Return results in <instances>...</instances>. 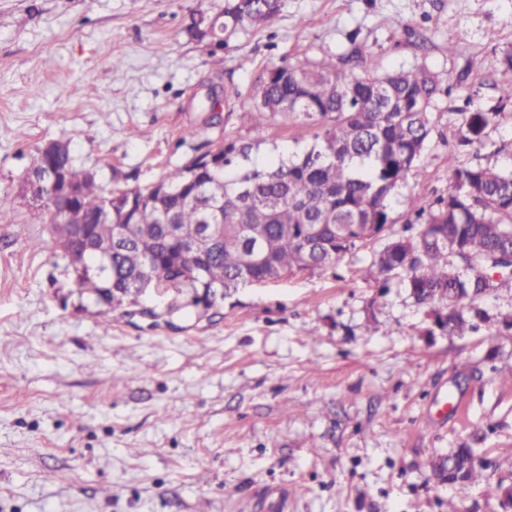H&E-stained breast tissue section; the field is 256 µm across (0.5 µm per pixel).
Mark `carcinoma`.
Returning <instances> with one entry per match:
<instances>
[{
    "instance_id": "1",
    "label": "carcinoma",
    "mask_w": 512,
    "mask_h": 512,
    "mask_svg": "<svg viewBox=\"0 0 512 512\" xmlns=\"http://www.w3.org/2000/svg\"><path fill=\"white\" fill-rule=\"evenodd\" d=\"M280 11L279 0H224L216 14L190 16L187 31L223 25L224 40L248 24L265 28ZM499 103L512 104V52L503 55L496 80ZM437 77L424 69L378 74L364 57L285 60L269 70L254 98V131L276 122L317 126L310 146L288 158H271L244 170L252 144L237 140L168 171L158 187L126 188L102 216L106 194L97 177L65 154L37 161L36 177L65 169L78 190L70 212L41 210L44 223L89 225L90 241L65 248L72 267L99 264L95 245H112V264L103 272L75 275L79 290L95 296L104 327L124 304V283L151 272L160 288H197L184 247L200 240L202 225H224V240L207 250L204 277L223 288L261 284L306 270H320L378 237L370 277L387 283L402 277L416 304L430 308L432 324L464 336L490 317L478 301L499 288H512V171L481 162L492 145L489 131L502 118L483 110L471 96L457 113L454 148L474 160L448 168V192L429 206L413 207L402 231L393 224L390 201L402 189L435 129L432 102ZM129 234L117 236L118 225ZM502 273L497 281L493 272ZM450 482L479 484L486 464L474 448H451L432 464Z\"/></svg>"
}]
</instances>
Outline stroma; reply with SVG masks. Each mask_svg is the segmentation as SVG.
<instances>
[{"label": "stroma", "mask_w": 512, "mask_h": 512, "mask_svg": "<svg viewBox=\"0 0 512 512\" xmlns=\"http://www.w3.org/2000/svg\"><path fill=\"white\" fill-rule=\"evenodd\" d=\"M224 0H0V512H502L512 484V291L463 337L433 331L400 278H369L373 240L335 265L261 285L163 288L103 327L55 236L22 194L38 148L68 144L105 188H145L227 140L288 154L313 130L255 135V92L281 59L360 52L377 72L463 80L491 109L512 0H281L267 28L193 39ZM462 50L449 54L448 39ZM121 59L113 68V59ZM218 111H211V97ZM439 93L418 176L392 232L447 192L450 112ZM195 128L188 139L186 128ZM462 401L461 416H442ZM490 468L440 485L461 443Z\"/></svg>", "instance_id": "obj_1"}]
</instances>
